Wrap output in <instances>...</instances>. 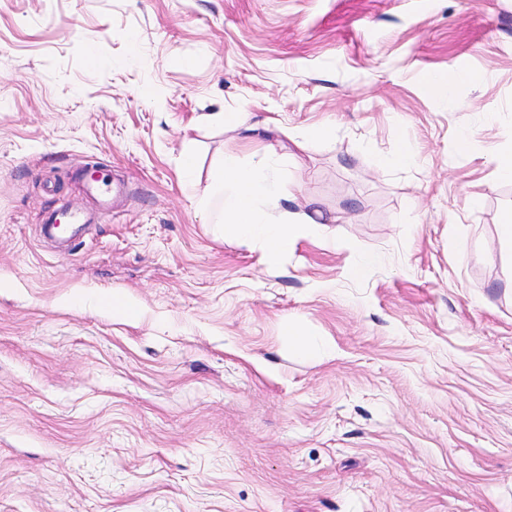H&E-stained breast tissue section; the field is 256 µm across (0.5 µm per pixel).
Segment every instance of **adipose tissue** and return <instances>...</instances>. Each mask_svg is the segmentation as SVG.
I'll list each match as a JSON object with an SVG mask.
<instances>
[{
  "label": "adipose tissue",
  "mask_w": 512,
  "mask_h": 512,
  "mask_svg": "<svg viewBox=\"0 0 512 512\" xmlns=\"http://www.w3.org/2000/svg\"><path fill=\"white\" fill-rule=\"evenodd\" d=\"M215 167L214 197L201 206L213 223L222 226L225 236L261 242L270 261L298 237L308 235L310 215L288 211L280 204L281 186L273 175V157L262 156L245 167L236 158L223 156Z\"/></svg>",
  "instance_id": "obj_1"
}]
</instances>
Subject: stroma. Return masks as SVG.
Listing matches in <instances>:
<instances>
[{
  "instance_id": "stroma-1",
  "label": "stroma",
  "mask_w": 512,
  "mask_h": 512,
  "mask_svg": "<svg viewBox=\"0 0 512 512\" xmlns=\"http://www.w3.org/2000/svg\"><path fill=\"white\" fill-rule=\"evenodd\" d=\"M271 148L272 263L196 206ZM510 160L512 0H0V512H512Z\"/></svg>"
}]
</instances>
